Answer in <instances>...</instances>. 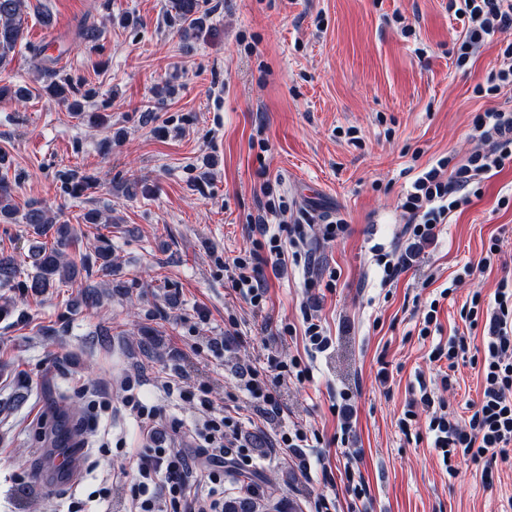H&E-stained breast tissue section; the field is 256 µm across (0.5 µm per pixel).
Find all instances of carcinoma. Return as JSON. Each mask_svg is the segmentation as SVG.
Returning a JSON list of instances; mask_svg holds the SVG:
<instances>
[{"instance_id":"carcinoma-1","label":"carcinoma","mask_w":512,"mask_h":512,"mask_svg":"<svg viewBox=\"0 0 512 512\" xmlns=\"http://www.w3.org/2000/svg\"><path fill=\"white\" fill-rule=\"evenodd\" d=\"M25 8V0H0V69L11 63L17 46L24 39L27 27ZM171 10L181 22L180 36L185 38L198 31L201 23L200 0H171ZM12 201L13 186L0 179L1 218H15L17 209ZM22 221L41 237L52 233V242H42L34 247L33 271L24 276L21 275V263L15 257L1 254L0 284L9 285L20 279L22 286L31 294L41 295L59 284L77 282L92 263L96 264L101 275H112V245L108 239L99 237L94 255H83L76 260L66 254L72 242L67 224L49 216L40 204L27 203ZM224 512H301V508L292 500L272 503L262 501L255 494H238L224 497Z\"/></svg>"}]
</instances>
